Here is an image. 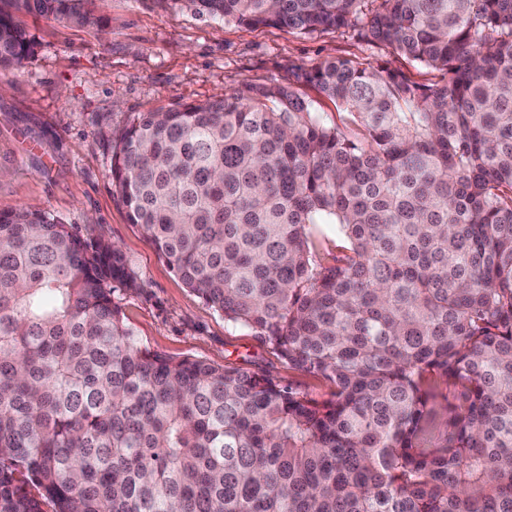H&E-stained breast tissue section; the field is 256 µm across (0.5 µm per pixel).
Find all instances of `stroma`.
Returning <instances> with one entry per match:
<instances>
[{
	"label": "stroma",
	"mask_w": 512,
	"mask_h": 512,
	"mask_svg": "<svg viewBox=\"0 0 512 512\" xmlns=\"http://www.w3.org/2000/svg\"><path fill=\"white\" fill-rule=\"evenodd\" d=\"M96 14L98 24L85 26L16 16L37 46L0 94V212H46L85 239L117 243L141 287L115 292L114 301L141 346L268 370L328 399L327 383L288 368L250 329L225 322L130 224L112 186V151L134 114L206 101L242 80H270L335 55L374 62L383 50L341 30L309 38L227 25L187 0H106Z\"/></svg>",
	"instance_id": "35a3bbf8"
}]
</instances>
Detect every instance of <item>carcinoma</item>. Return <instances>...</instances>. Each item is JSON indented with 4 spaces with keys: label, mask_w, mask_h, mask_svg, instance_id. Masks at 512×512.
<instances>
[{
    "label": "carcinoma",
    "mask_w": 512,
    "mask_h": 512,
    "mask_svg": "<svg viewBox=\"0 0 512 512\" xmlns=\"http://www.w3.org/2000/svg\"><path fill=\"white\" fill-rule=\"evenodd\" d=\"M191 2L418 67L244 79L133 117L112 152L129 222L185 285L331 398L142 347L112 301L140 288L120 247L0 212V512H512V0ZM11 3L97 21L95 0ZM34 48L0 9V71ZM439 381L460 402L427 447ZM314 241L320 249L336 252L337 245H345L341 236L336 234V225L334 224H318L314 233Z\"/></svg>",
    "instance_id": "obj_1"
}]
</instances>
